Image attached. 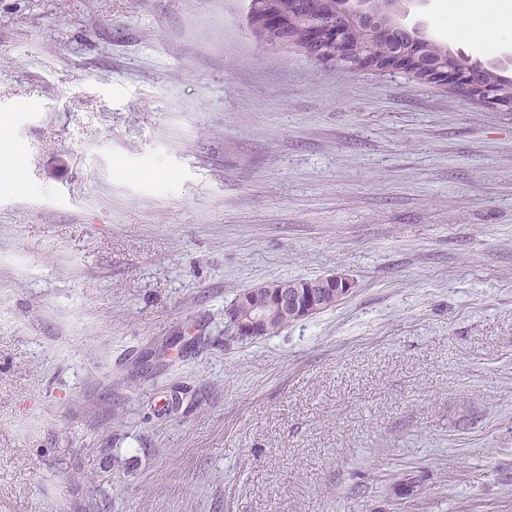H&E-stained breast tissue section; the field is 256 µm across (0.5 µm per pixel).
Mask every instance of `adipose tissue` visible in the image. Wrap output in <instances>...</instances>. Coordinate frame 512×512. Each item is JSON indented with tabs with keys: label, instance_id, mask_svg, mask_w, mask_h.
Masks as SVG:
<instances>
[{
	"label": "adipose tissue",
	"instance_id": "ef3b65f1",
	"mask_svg": "<svg viewBox=\"0 0 512 512\" xmlns=\"http://www.w3.org/2000/svg\"><path fill=\"white\" fill-rule=\"evenodd\" d=\"M448 35L477 45L511 44L512 7L484 0L475 12L467 0H448Z\"/></svg>",
	"mask_w": 512,
	"mask_h": 512
}]
</instances>
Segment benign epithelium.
<instances>
[{
	"instance_id": "7a95c632",
	"label": "benign epithelium",
	"mask_w": 512,
	"mask_h": 512,
	"mask_svg": "<svg viewBox=\"0 0 512 512\" xmlns=\"http://www.w3.org/2000/svg\"><path fill=\"white\" fill-rule=\"evenodd\" d=\"M411 2L413 0H324V14L329 23L312 29L309 52L336 65L402 70L416 78L449 82L469 99L512 112V101L500 93L497 82L490 78L493 71L512 66L511 52L493 62L458 50L433 59L424 58L409 47L386 57L373 52V42L392 40L401 33L414 43L427 42L422 25L404 24L407 4ZM327 284L338 288L336 297L339 299L353 288V282L341 273L285 283L265 306L247 308L234 303L227 307L225 327L237 338L254 339L263 336L264 327L282 316L295 320L309 317L321 311V303L313 298L311 289Z\"/></svg>"
}]
</instances>
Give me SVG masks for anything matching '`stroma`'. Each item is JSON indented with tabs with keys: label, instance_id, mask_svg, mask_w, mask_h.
<instances>
[{
	"label": "stroma",
	"instance_id": "35a3bbf8",
	"mask_svg": "<svg viewBox=\"0 0 512 512\" xmlns=\"http://www.w3.org/2000/svg\"><path fill=\"white\" fill-rule=\"evenodd\" d=\"M248 7L0 0V512H512V112ZM297 280H300V278ZM283 281L273 280L268 282L270 292H274ZM329 284L336 285V287ZM323 285H326V287L318 288V286ZM312 288H318L319 296L324 303V310L335 306L339 301L337 299L349 294L353 288V282L345 274L336 273L318 277L314 280L302 279L299 282L285 283L277 289L270 303L261 307L247 308L239 306L237 304L239 297L224 311L225 327L231 332V336L241 339H254L263 336L264 327H267L281 316L300 320L316 314L321 311L322 307L321 303L313 298ZM336 288H339L337 293Z\"/></svg>",
	"mask_w": 512,
	"mask_h": 512
}]
</instances>
